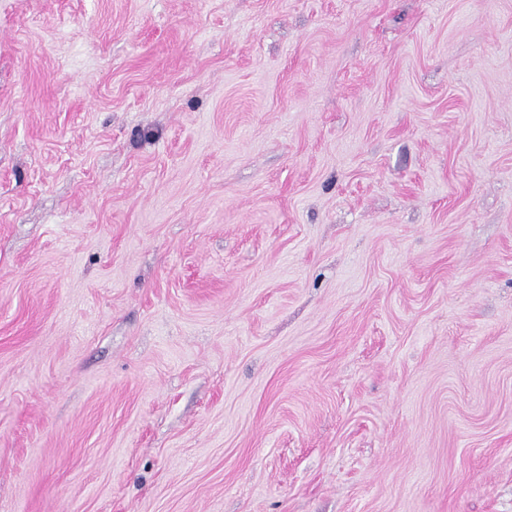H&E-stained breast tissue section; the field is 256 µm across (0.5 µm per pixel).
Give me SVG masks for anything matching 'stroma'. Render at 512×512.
<instances>
[{"label":"stroma","instance_id":"stroma-1","mask_svg":"<svg viewBox=\"0 0 512 512\" xmlns=\"http://www.w3.org/2000/svg\"><path fill=\"white\" fill-rule=\"evenodd\" d=\"M0 512H512V0H0Z\"/></svg>","mask_w":512,"mask_h":512}]
</instances>
